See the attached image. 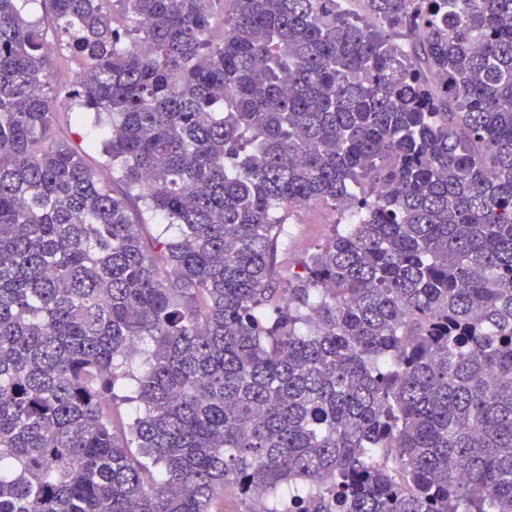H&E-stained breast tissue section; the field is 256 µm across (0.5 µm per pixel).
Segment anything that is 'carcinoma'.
Instances as JSON below:
<instances>
[{"label":"carcinoma","instance_id":"1","mask_svg":"<svg viewBox=\"0 0 512 512\" xmlns=\"http://www.w3.org/2000/svg\"><path fill=\"white\" fill-rule=\"evenodd\" d=\"M0 0V512H512V0ZM107 118L117 193L53 138ZM181 228L144 245L132 201ZM328 240L280 288L288 220ZM136 404L114 431L118 392ZM49 69L53 87L62 90L74 87L77 65L66 51L56 46L55 51L49 54ZM337 216L331 209L314 206L308 207L292 216L293 234L288 253L278 252L276 261L279 271L280 288L286 285L297 258L304 255L314 246L325 243L331 234L332 224Z\"/></svg>","mask_w":512,"mask_h":512}]
</instances>
